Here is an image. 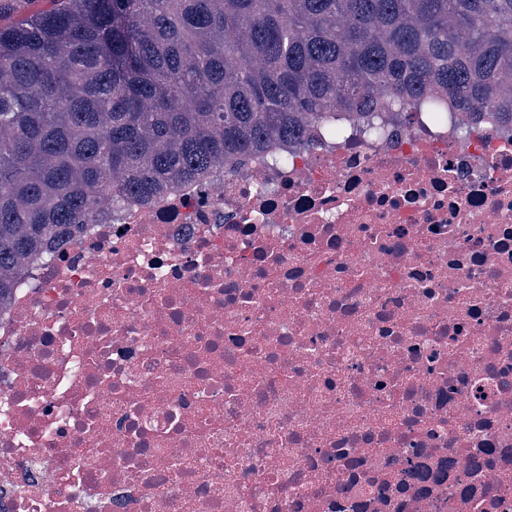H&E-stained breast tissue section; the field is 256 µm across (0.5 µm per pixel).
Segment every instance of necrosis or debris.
<instances>
[{"instance_id":"obj_1","label":"necrosis or debris","mask_w":512,"mask_h":512,"mask_svg":"<svg viewBox=\"0 0 512 512\" xmlns=\"http://www.w3.org/2000/svg\"><path fill=\"white\" fill-rule=\"evenodd\" d=\"M378 122L30 263L0 512H512V125Z\"/></svg>"}]
</instances>
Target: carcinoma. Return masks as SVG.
Segmentation results:
<instances>
[{
	"label": "carcinoma",
	"instance_id": "1",
	"mask_svg": "<svg viewBox=\"0 0 512 512\" xmlns=\"http://www.w3.org/2000/svg\"><path fill=\"white\" fill-rule=\"evenodd\" d=\"M422 103L512 125V0H58L0 25V304L130 197Z\"/></svg>",
	"mask_w": 512,
	"mask_h": 512
}]
</instances>
